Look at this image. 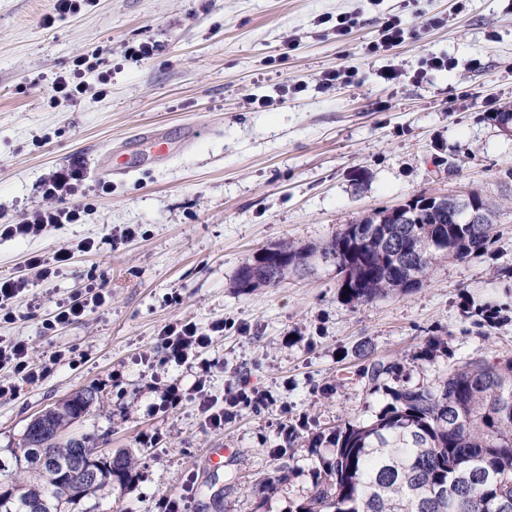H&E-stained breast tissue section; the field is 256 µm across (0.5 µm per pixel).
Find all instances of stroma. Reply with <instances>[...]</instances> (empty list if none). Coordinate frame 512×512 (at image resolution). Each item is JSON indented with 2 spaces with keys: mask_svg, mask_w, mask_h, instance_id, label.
Wrapping results in <instances>:
<instances>
[{
  "mask_svg": "<svg viewBox=\"0 0 512 512\" xmlns=\"http://www.w3.org/2000/svg\"><path fill=\"white\" fill-rule=\"evenodd\" d=\"M344 13L356 24L343 38L317 22ZM391 15L408 36L368 54ZM434 15L445 25L429 26ZM291 38L298 47L281 58ZM142 44L154 55L125 58ZM428 54L455 66L416 79ZM79 58L90 66L86 89L59 103L53 82ZM339 65L357 71V84L321 89V74ZM392 66L400 78L384 81ZM508 105L507 0L462 11L456 0H93L63 18L54 0H0V222L44 206L41 182L58 167L87 174L84 223L0 238V275L24 274L31 253L101 243L56 277L31 278L15 323L0 324L48 369L0 398V467L14 472L11 451L38 412L94 388L100 399L74 432L128 450L137 466L131 492L86 499L81 512H161L174 500L185 512H294L333 456L336 426L375 421L391 390L460 361L512 355V137L493 118ZM150 129L166 135L167 152L142 140ZM108 162L118 176L101 175ZM469 191L500 209L493 244L438 260L405 296L347 302L335 262L321 257L278 287L234 286L263 248L319 244L375 210ZM129 226L136 235L122 240ZM87 284L109 289L110 303L44 332L57 304ZM177 318L223 319L200 362L164 364L160 332ZM435 336L445 350L420 358ZM63 347L73 363L54 362ZM378 358L399 369L372 391L363 369ZM203 362L209 395L263 390L271 403L209 426L193 390ZM171 384L182 399L161 407ZM214 448L225 455L205 466ZM282 468L287 481L265 489Z\"/></svg>",
  "mask_w": 512,
  "mask_h": 512,
  "instance_id": "1",
  "label": "stroma"
}]
</instances>
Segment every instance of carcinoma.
Here are the masks:
<instances>
[{
    "label": "carcinoma",
    "instance_id": "cac0c4a2",
    "mask_svg": "<svg viewBox=\"0 0 512 512\" xmlns=\"http://www.w3.org/2000/svg\"><path fill=\"white\" fill-rule=\"evenodd\" d=\"M484 210L489 222L458 224L434 198L414 207L409 223L393 224L379 209L319 246L273 245L269 255L239 269L235 287H275L288 274L304 272L319 253L345 265L341 294L349 303L404 295L427 281L443 255L465 259L487 250L497 235L496 212ZM423 229L445 240L443 251H433L419 235ZM396 368L375 360L366 375L376 383ZM393 399L390 411L371 424L336 428L334 455L295 512H498V502H512V356L492 364L462 361L429 385L401 387ZM95 401L96 392L79 391L26 428L14 450L23 478L0 496V512H28L37 500L47 501L50 512H73L60 507L61 488L40 460L49 455L61 469L94 449L85 436L57 441L54 430L71 425ZM134 468L126 452L101 462L103 480L91 494H112L115 478L131 491Z\"/></svg>",
    "mask_w": 512,
    "mask_h": 512
}]
</instances>
